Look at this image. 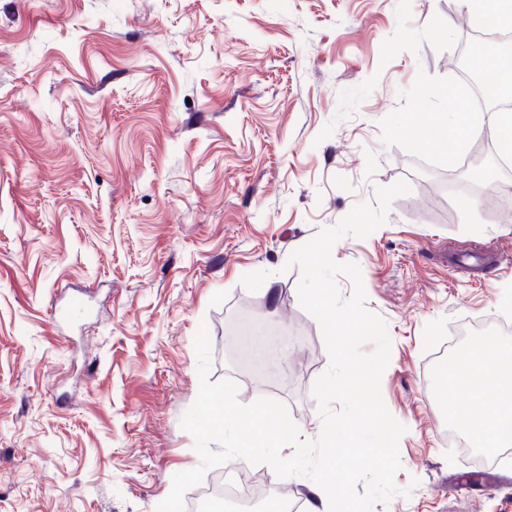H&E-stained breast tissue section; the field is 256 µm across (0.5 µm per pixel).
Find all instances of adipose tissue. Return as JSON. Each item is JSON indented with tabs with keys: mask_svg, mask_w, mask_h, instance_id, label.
Here are the masks:
<instances>
[{
	"mask_svg": "<svg viewBox=\"0 0 512 512\" xmlns=\"http://www.w3.org/2000/svg\"><path fill=\"white\" fill-rule=\"evenodd\" d=\"M448 385L468 395L466 405L454 409L451 418L459 433L476 440L480 447L498 446L512 438V347L488 338L459 358L445 377ZM494 397L486 408L485 397ZM331 481L312 488L308 512H353V505L340 495L346 471L330 468Z\"/></svg>",
	"mask_w": 512,
	"mask_h": 512,
	"instance_id": "adipose-tissue-1",
	"label": "adipose tissue"
}]
</instances>
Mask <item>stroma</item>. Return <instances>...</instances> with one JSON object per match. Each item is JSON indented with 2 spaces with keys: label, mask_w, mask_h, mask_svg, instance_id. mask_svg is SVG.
I'll use <instances>...</instances> for the list:
<instances>
[{
  "label": "stroma",
  "mask_w": 512,
  "mask_h": 512,
  "mask_svg": "<svg viewBox=\"0 0 512 512\" xmlns=\"http://www.w3.org/2000/svg\"><path fill=\"white\" fill-rule=\"evenodd\" d=\"M473 27L464 0H0V512H156L200 463L202 322L209 380L315 439L329 356L287 259L399 181L387 223L332 249L387 323L406 428L373 512H505L512 457L445 445L443 365L512 324V208L380 130ZM237 310L294 333L266 388L225 360Z\"/></svg>",
  "instance_id": "1"
}]
</instances>
